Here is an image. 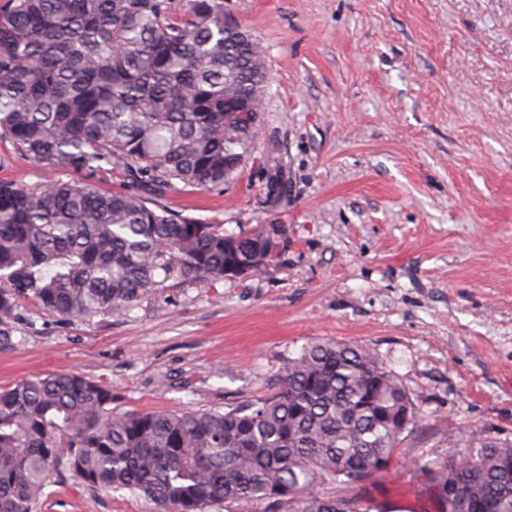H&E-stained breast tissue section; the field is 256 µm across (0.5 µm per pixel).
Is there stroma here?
<instances>
[{
    "label": "stroma",
    "mask_w": 512,
    "mask_h": 512,
    "mask_svg": "<svg viewBox=\"0 0 512 512\" xmlns=\"http://www.w3.org/2000/svg\"><path fill=\"white\" fill-rule=\"evenodd\" d=\"M266 56L255 150L169 208L226 231L279 224L270 269L174 281L126 316L28 307L0 386L76 371L120 411L224 410L268 396L316 338L375 350L426 419L365 495L439 512L416 463L512 445V0H224ZM60 471L37 512H150Z\"/></svg>",
    "instance_id": "obj_1"
}]
</instances>
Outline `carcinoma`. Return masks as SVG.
<instances>
[{"mask_svg":"<svg viewBox=\"0 0 512 512\" xmlns=\"http://www.w3.org/2000/svg\"><path fill=\"white\" fill-rule=\"evenodd\" d=\"M264 51L224 0H9L0 8V140L67 180H0V338L25 306L128 314L183 279L266 272L284 233L171 212L232 182L254 151ZM126 183L103 192V174ZM79 373L0 387V512H35L56 470L153 512H371L350 492L393 463L423 415L369 348L313 340L274 392L228 411H124ZM417 464L441 512H512V446Z\"/></svg>","mask_w":512,"mask_h":512,"instance_id":"cac0c4a2","label":"carcinoma"}]
</instances>
